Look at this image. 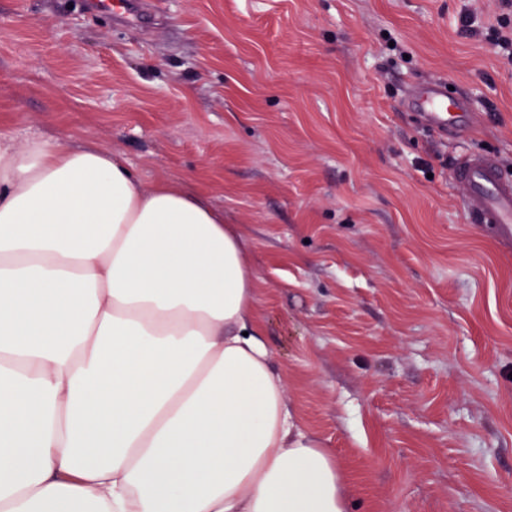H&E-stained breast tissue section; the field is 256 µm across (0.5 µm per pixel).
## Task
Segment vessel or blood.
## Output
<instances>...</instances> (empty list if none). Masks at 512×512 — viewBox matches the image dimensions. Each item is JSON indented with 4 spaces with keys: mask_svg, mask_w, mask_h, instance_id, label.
Wrapping results in <instances>:
<instances>
[{
    "mask_svg": "<svg viewBox=\"0 0 512 512\" xmlns=\"http://www.w3.org/2000/svg\"><path fill=\"white\" fill-rule=\"evenodd\" d=\"M424 124L440 133L463 131L466 118L461 99L450 97L443 83H432L415 91L409 100ZM465 188L464 206L481 224L498 225L502 234H512V181L505 179L499 162L491 153L474 152L462 157L454 170Z\"/></svg>",
    "mask_w": 512,
    "mask_h": 512,
    "instance_id": "1",
    "label": "vessel or blood"
}]
</instances>
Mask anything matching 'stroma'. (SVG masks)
I'll return each instance as SVG.
<instances>
[{
  "label": "stroma",
  "mask_w": 512,
  "mask_h": 512,
  "mask_svg": "<svg viewBox=\"0 0 512 512\" xmlns=\"http://www.w3.org/2000/svg\"><path fill=\"white\" fill-rule=\"evenodd\" d=\"M0 0V132L123 157L238 225L291 411L351 512H512V238L473 224L458 158L512 179L496 0ZM453 86L468 135L404 110Z\"/></svg>",
  "instance_id": "35a3bbf8"
}]
</instances>
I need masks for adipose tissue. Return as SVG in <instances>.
<instances>
[{
  "mask_svg": "<svg viewBox=\"0 0 512 512\" xmlns=\"http://www.w3.org/2000/svg\"><path fill=\"white\" fill-rule=\"evenodd\" d=\"M255 295L202 195L0 135V512H349Z\"/></svg>",
  "mask_w": 512,
  "mask_h": 512,
  "instance_id": "1",
  "label": "adipose tissue"
}]
</instances>
